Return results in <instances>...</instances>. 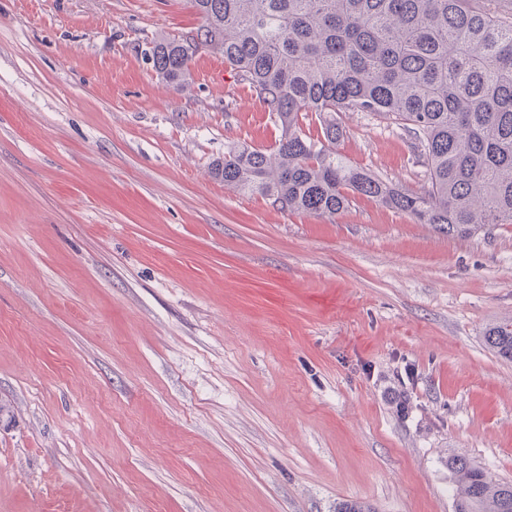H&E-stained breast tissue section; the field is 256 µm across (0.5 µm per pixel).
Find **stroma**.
Returning a JSON list of instances; mask_svg holds the SVG:
<instances>
[{
	"mask_svg": "<svg viewBox=\"0 0 512 512\" xmlns=\"http://www.w3.org/2000/svg\"><path fill=\"white\" fill-rule=\"evenodd\" d=\"M191 0H0V512H455L512 482V224L448 237L366 199L290 213L213 177L280 127L221 55H145ZM338 150L412 192L409 137ZM486 345L501 358L512 361V319L489 325L484 332ZM448 467L455 482L457 512H512V483L493 479L462 457Z\"/></svg>",
	"mask_w": 512,
	"mask_h": 512,
	"instance_id": "35a3bbf8",
	"label": "stroma"
}]
</instances>
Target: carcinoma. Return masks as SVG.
<instances>
[{"label": "carcinoma", "instance_id": "carcinoma-1", "mask_svg": "<svg viewBox=\"0 0 512 512\" xmlns=\"http://www.w3.org/2000/svg\"><path fill=\"white\" fill-rule=\"evenodd\" d=\"M202 19L186 37L153 40L157 75L176 88L200 49L224 56L280 124L272 150H224L213 174L279 209L334 216L366 198L469 237L512 224V0H193ZM341 112H370L412 140L428 172L409 192L337 150ZM317 114L320 135L305 129ZM486 345L512 361V319ZM448 467L457 512H512V483L462 457Z\"/></svg>", "mask_w": 512, "mask_h": 512}]
</instances>
